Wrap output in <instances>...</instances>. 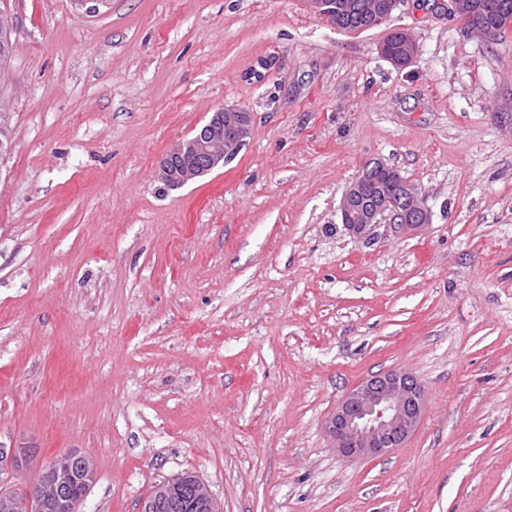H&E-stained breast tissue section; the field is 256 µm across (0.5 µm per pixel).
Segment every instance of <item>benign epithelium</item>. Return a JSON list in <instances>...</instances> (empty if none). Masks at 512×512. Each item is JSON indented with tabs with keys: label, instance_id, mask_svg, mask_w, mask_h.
<instances>
[{
	"label": "benign epithelium",
	"instance_id": "7a95c632",
	"mask_svg": "<svg viewBox=\"0 0 512 512\" xmlns=\"http://www.w3.org/2000/svg\"><path fill=\"white\" fill-rule=\"evenodd\" d=\"M401 0H308L314 15L336 23L337 13L360 11L372 27L386 24ZM445 3L448 17L464 18L466 27L485 36L497 33L482 18L477 0H436ZM416 41L402 32L399 51L387 43L379 46L381 55L392 64L404 67L418 54ZM11 116L0 113V157L12 151ZM253 131V113L237 107H221L192 137L168 152L160 163V176L165 185L178 189L220 165L235 158ZM378 169L387 175L389 187L378 198L367 201L363 176H357L344 190L338 206V217L347 234L369 241L377 229L387 224L395 232L411 235L421 232L432 222V212L420 197L419 188L400 172L379 159L370 160L364 170ZM427 394L419 379L398 369L372 374L351 388L336 405L325 423L326 436L337 452L346 459H376L402 447L418 430L425 415ZM30 449L0 448V473L15 471L22 465ZM92 484L94 467L86 456L71 451L58 456L38 476L36 482L20 497H0V512H30L34 499L61 505L67 499V484L74 472ZM182 484L190 497L205 512H222L205 483L197 476L177 477L158 485L155 495L144 503L142 512H159L171 499L172 487Z\"/></svg>",
	"mask_w": 512,
	"mask_h": 512
}]
</instances>
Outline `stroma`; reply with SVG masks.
I'll return each instance as SVG.
<instances>
[{
  "label": "stroma",
  "mask_w": 512,
  "mask_h": 512,
  "mask_svg": "<svg viewBox=\"0 0 512 512\" xmlns=\"http://www.w3.org/2000/svg\"><path fill=\"white\" fill-rule=\"evenodd\" d=\"M0 6V448L34 451L13 485L76 449L81 512H140L185 471L223 512H512V28L433 0L361 34L307 0ZM225 106L253 112L246 146L167 188L162 157ZM373 158L421 190V234L344 230ZM389 369L424 419L345 460L324 424ZM398 32L402 33V41L399 34L394 31L386 38V41L392 48L384 41L380 44L379 51L381 55L392 64L404 67L410 64L417 56L419 47L416 41L406 31L401 30ZM399 46V51L394 52V49H398Z\"/></svg>",
  "instance_id": "stroma-1"
}]
</instances>
